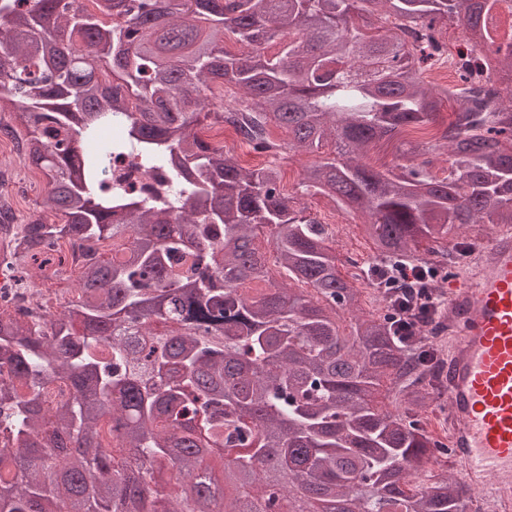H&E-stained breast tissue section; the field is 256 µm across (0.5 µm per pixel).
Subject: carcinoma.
<instances>
[{
	"mask_svg": "<svg viewBox=\"0 0 512 512\" xmlns=\"http://www.w3.org/2000/svg\"><path fill=\"white\" fill-rule=\"evenodd\" d=\"M371 2L396 20L384 34L360 7ZM504 2L0 0V102L14 120L0 131L29 128L20 150L62 219L16 224L0 202V255L43 300L26 318L0 308V512H235L243 489L287 512L294 475L347 512H469L468 486L430 469L448 455L421 415L441 398L432 329L401 340L391 315L362 311L325 225L281 192L279 159L333 142L300 186L367 215L379 265L423 245L442 257L466 224L511 227ZM453 19L471 44L449 91L421 75ZM217 85L242 97L217 107ZM450 93L463 106L439 123ZM203 122L270 161L244 168L191 132ZM430 127L448 176L427 159L360 162L372 143L412 153L406 133ZM116 159L148 176L147 200L112 183ZM64 237L86 249L77 295L54 314L27 266L52 268ZM393 390L408 406L383 404ZM270 448L276 474L260 469Z\"/></svg>",
	"mask_w": 512,
	"mask_h": 512,
	"instance_id": "cac0c4a2",
	"label": "carcinoma"
}]
</instances>
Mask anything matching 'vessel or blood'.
I'll use <instances>...</instances> for the list:
<instances>
[{"mask_svg": "<svg viewBox=\"0 0 512 512\" xmlns=\"http://www.w3.org/2000/svg\"><path fill=\"white\" fill-rule=\"evenodd\" d=\"M442 322L450 463L478 512H512V230L450 284Z\"/></svg>", "mask_w": 512, "mask_h": 512, "instance_id": "vessel-or-blood-1", "label": "vessel or blood"}]
</instances>
